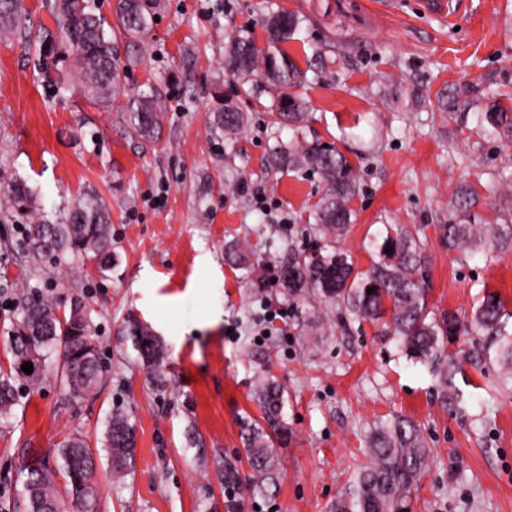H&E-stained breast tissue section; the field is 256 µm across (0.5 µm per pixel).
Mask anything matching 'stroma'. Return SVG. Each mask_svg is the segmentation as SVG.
Returning <instances> with one entry per match:
<instances>
[{
    "instance_id": "1",
    "label": "stroma",
    "mask_w": 512,
    "mask_h": 512,
    "mask_svg": "<svg viewBox=\"0 0 512 512\" xmlns=\"http://www.w3.org/2000/svg\"><path fill=\"white\" fill-rule=\"evenodd\" d=\"M277 8L304 19L284 46L299 67L318 55L332 62L329 76L301 90L313 112L302 135L334 145L355 168L360 192L341 241L355 269L371 266L374 235L403 224L426 249L431 309L468 315L491 291L512 311V251L470 256L448 249L440 231L463 181L481 194L476 223H496L493 188L512 174V142L477 134L473 118L500 92L512 110V0H457L452 24L426 0H400L392 12L374 0H164L109 108L57 93L22 35H0V293L15 298L40 284L63 314L74 299L88 301L109 367L77 401L52 372L20 394L0 426V512H25L22 468L34 457L55 467L59 443L76 432L98 462V512H225L228 463L242 512H329L367 461L369 431L394 414L418 423L432 450L411 512H512V389L497 362L467 366L473 402L457 414L441 407L428 369L374 325L343 320L316 297L288 302L272 281L270 257L313 237L308 217L325 184L309 171L269 168L274 136L293 132L272 122L275 87L258 80L242 89L225 76L224 44ZM150 81L161 82L169 112L147 144L125 105ZM220 90L249 115L230 149L207 124ZM17 179L49 219L96 187L111 208L118 264L104 271L89 259L62 278L27 262L23 222L4 199ZM230 243L252 273L226 261ZM204 253L206 268L197 264ZM311 312L326 318V335H303ZM131 316L165 346V388L145 377L125 333ZM263 374L286 388L292 431L264 496L248 490L239 426L261 416L254 387ZM116 407L137 428L133 474L122 484L109 478L104 447Z\"/></svg>"
}]
</instances>
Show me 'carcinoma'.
Segmentation results:
<instances>
[{
    "mask_svg": "<svg viewBox=\"0 0 512 512\" xmlns=\"http://www.w3.org/2000/svg\"><path fill=\"white\" fill-rule=\"evenodd\" d=\"M158 0H117L115 15L119 29L100 11V0H54V29L39 38V60L45 78L59 89L76 90L98 107L112 106L122 89L123 75L133 63L121 59L118 38L138 46L150 30L159 8ZM22 16L21 0H0V31L13 32ZM303 19L291 13L268 12L260 23L267 34L266 47L257 45L248 28L239 31L224 46V69L245 84L260 77L282 89L274 99L272 115L280 126L299 129L310 118L309 104L288 92L307 81L318 79L326 64L314 59L301 69L283 44L294 39ZM130 123L137 137L147 143L159 139L164 123V104L158 85L148 83L127 102ZM477 127L484 135L512 138V113L498 105L475 113ZM210 128L230 144L244 129L246 116L231 101L213 112ZM268 164L276 170L309 169L326 184V192L310 218L316 226L312 244L290 250L273 259V268L291 273L278 284L289 300L318 295L324 302L341 307L352 320L373 324L382 336H391L408 360L429 369L437 383L442 406L466 412L470 400L457 386L460 366L455 355L478 366L492 359L512 366V313L495 293H487L466 320L454 312L437 315L429 309L426 288V256L419 238L401 224H387L371 247L379 261L366 271L354 268L350 256L338 241L351 223L350 201L358 194L357 175L349 159L333 146L315 140L294 138L275 141ZM502 223L493 232L470 221L479 200L470 183L457 187L451 203L452 219L441 225L448 248L472 253L485 250L512 251V201L500 194ZM6 203L12 213L30 220L27 255L36 264L53 268L72 267L82 259L94 258L103 270L117 261L112 253L110 211L95 188L79 193L60 222L36 215L34 193L21 181L11 185ZM373 293H368V289ZM19 318L9 336L8 352L13 371L0 374V424L13 416L19 395L15 382L38 384L56 355V372L71 400L81 399L98 384L103 374L93 308L80 303L78 311L60 315L44 293H22ZM476 330L490 336L484 344L469 349L448 347ZM142 367L153 383L164 382L165 350L152 330L134 317L126 321ZM33 365L30 374L18 371L23 361ZM258 405L265 424L247 416L240 420L241 438L252 470L253 491L263 493L277 471L276 447L288 442V423L282 417L285 389L271 376H262L256 386ZM105 447L112 464V478L121 480L134 468L136 427L123 409L112 410L105 433ZM58 471L66 480V494L85 512L96 506L95 458L87 437L73 434L58 449ZM431 449L420 425L403 416H393L373 428L367 441V463L331 505V512H411L410 498L424 476ZM23 498L26 512H61V491L55 474L42 464L23 470Z\"/></svg>",
    "mask_w": 512,
    "mask_h": 512,
    "instance_id": "carcinoma-1",
    "label": "carcinoma"
}]
</instances>
